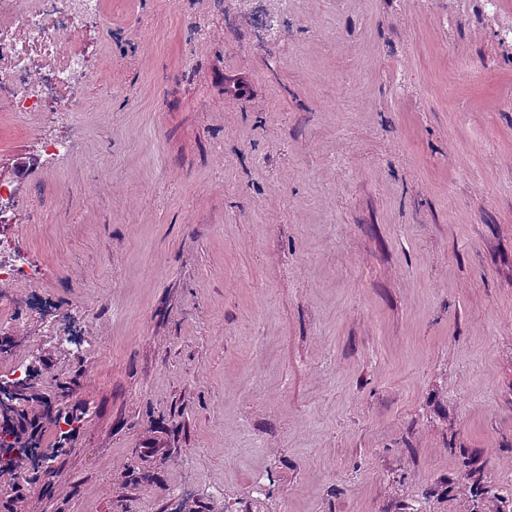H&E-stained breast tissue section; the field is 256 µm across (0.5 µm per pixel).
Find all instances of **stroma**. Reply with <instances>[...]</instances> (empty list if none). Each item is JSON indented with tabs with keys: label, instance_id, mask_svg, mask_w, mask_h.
Here are the masks:
<instances>
[{
	"label": "stroma",
	"instance_id": "obj_1",
	"mask_svg": "<svg viewBox=\"0 0 512 512\" xmlns=\"http://www.w3.org/2000/svg\"><path fill=\"white\" fill-rule=\"evenodd\" d=\"M103 4L74 154L33 155L65 103L0 111L41 270L0 368L58 461L0 512H512V0H291L270 40L242 0Z\"/></svg>",
	"mask_w": 512,
	"mask_h": 512
}]
</instances>
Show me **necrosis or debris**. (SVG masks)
<instances>
[{
    "label": "necrosis or debris",
    "mask_w": 512,
    "mask_h": 512,
    "mask_svg": "<svg viewBox=\"0 0 512 512\" xmlns=\"http://www.w3.org/2000/svg\"><path fill=\"white\" fill-rule=\"evenodd\" d=\"M100 12L101 0H0V105L16 121L62 94L74 111H99L81 36Z\"/></svg>",
    "instance_id": "obj_1"
}]
</instances>
